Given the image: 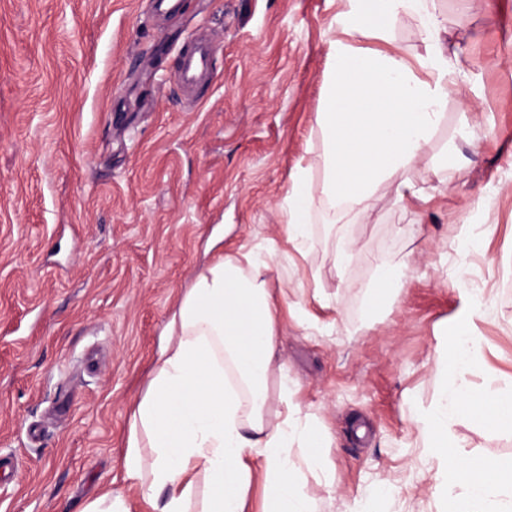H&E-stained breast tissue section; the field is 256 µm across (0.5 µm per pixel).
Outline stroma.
I'll return each mask as SVG.
<instances>
[{
    "instance_id": "1",
    "label": "stroma",
    "mask_w": 512,
    "mask_h": 512,
    "mask_svg": "<svg viewBox=\"0 0 512 512\" xmlns=\"http://www.w3.org/2000/svg\"><path fill=\"white\" fill-rule=\"evenodd\" d=\"M435 8L466 75L432 151L453 147L460 167L445 184L421 160L430 202L401 210L387 184L370 218H343L357 250L338 272L326 212L303 260L280 209L297 161L322 150L331 0H185L168 20L152 0H0V463L12 465L0 512H81L125 491L128 418L173 308L218 254L270 243L272 280L312 318L283 315L279 351L335 479L330 490L305 471V493L319 512H351L383 486V512H439L416 419L441 383L460 288L490 307L464 380L512 384V0ZM202 31L217 42L213 75L190 97L176 70ZM352 43L426 53L411 17L391 42ZM401 260L411 276L378 317L367 287L377 263ZM452 441L512 456V434L466 419Z\"/></svg>"
}]
</instances>
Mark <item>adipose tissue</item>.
Listing matches in <instances>:
<instances>
[{
    "instance_id": "1",
    "label": "adipose tissue",
    "mask_w": 512,
    "mask_h": 512,
    "mask_svg": "<svg viewBox=\"0 0 512 512\" xmlns=\"http://www.w3.org/2000/svg\"><path fill=\"white\" fill-rule=\"evenodd\" d=\"M331 23L330 77L317 115L323 149L297 164L282 204L284 233L310 253L316 208L364 217L379 187L394 182L396 204L427 196L411 172L429 152L442 108L461 68L439 42L434 0H342ZM419 20L428 54L411 64L388 52L361 50L349 36L387 42L403 18ZM321 169L319 193L310 175ZM276 256L220 257L182 297L147 389L129 418L122 461L128 495L103 493L83 512H317L301 471L334 479L322 433L293 403L279 359L282 312L306 317L301 302L272 288ZM368 287L376 311L388 309L408 279V262L378 266ZM303 448L294 458L293 448Z\"/></svg>"
}]
</instances>
